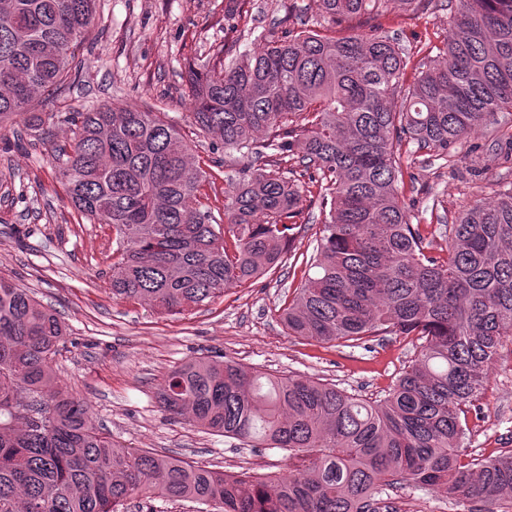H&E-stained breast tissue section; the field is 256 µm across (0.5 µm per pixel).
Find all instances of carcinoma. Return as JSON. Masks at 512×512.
<instances>
[{
  "label": "carcinoma",
  "mask_w": 512,
  "mask_h": 512,
  "mask_svg": "<svg viewBox=\"0 0 512 512\" xmlns=\"http://www.w3.org/2000/svg\"><path fill=\"white\" fill-rule=\"evenodd\" d=\"M97 0H0V124L55 119L32 99L61 88L94 25ZM393 0H315L336 25ZM437 59L395 97L407 59L383 34L269 37L262 51L188 66L189 118L224 151H271L224 176V224L198 198L206 172L177 128L136 106L73 112L57 149L71 204L112 226V295L161 313L199 308L279 266L304 231L300 179L329 207L316 255L283 309L288 335L359 344L414 336L420 351L379 401L228 360L170 371L159 402L171 418L293 461L277 479L230 475L95 426L53 360L56 312L0 276V512H120L133 495L216 512H397L380 487L421 484L512 504V452L467 459V416L489 366L512 341V183L459 213L443 252L429 251L399 197L402 141L430 156L512 111V0H449ZM288 165V174L277 166Z\"/></svg>",
  "instance_id": "cac0c4a2"
}]
</instances>
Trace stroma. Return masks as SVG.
Returning <instances> with one entry per match:
<instances>
[{
    "label": "stroma",
    "mask_w": 512,
    "mask_h": 512,
    "mask_svg": "<svg viewBox=\"0 0 512 512\" xmlns=\"http://www.w3.org/2000/svg\"><path fill=\"white\" fill-rule=\"evenodd\" d=\"M448 0L406 6L393 0L372 15L346 18V34L380 32L410 54L409 69L436 58L448 35ZM322 18L314 0H98L95 24L78 50V67L65 87L36 96L34 112L59 119L43 130L15 134L0 126V275L15 279L58 313L66 341L54 361L68 390L84 398L92 421L114 440L154 448L227 472L276 478L288 470L287 451L253 449L170 418L157 401L168 373L188 359L216 355L277 376L302 375L332 383L356 397L383 398L416 355L411 338L377 336L355 347H333L290 336L281 321L304 274L325 221L318 186L303 187L307 228L275 270L251 285L181 315L113 297L112 228L76 212L66 200L52 144L71 138L62 117L102 106L136 105L164 113L192 146L207 172L200 201L224 219V147L188 120L183 75L216 51L225 59L258 50L263 36L283 35ZM475 133L447 159L412 156L415 184L399 192L413 223L430 225L436 242L447 224L477 200L512 182V156L488 152ZM464 446L484 459L512 451V344L489 370L478 415L469 416ZM397 512H479L476 502L448 498L423 486L384 489Z\"/></svg>",
    "instance_id": "obj_1"
}]
</instances>
